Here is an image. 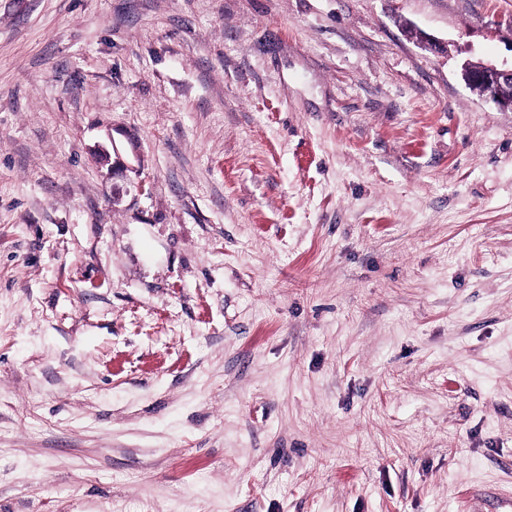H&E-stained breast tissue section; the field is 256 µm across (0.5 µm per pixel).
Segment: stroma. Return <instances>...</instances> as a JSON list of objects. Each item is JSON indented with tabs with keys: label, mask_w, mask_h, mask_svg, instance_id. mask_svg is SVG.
<instances>
[{
	"label": "stroma",
	"mask_w": 512,
	"mask_h": 512,
	"mask_svg": "<svg viewBox=\"0 0 512 512\" xmlns=\"http://www.w3.org/2000/svg\"><path fill=\"white\" fill-rule=\"evenodd\" d=\"M467 62L512 0H0V512L512 497V112Z\"/></svg>",
	"instance_id": "obj_1"
}]
</instances>
